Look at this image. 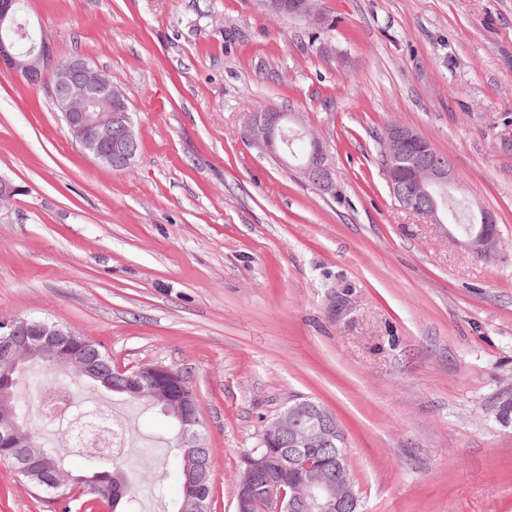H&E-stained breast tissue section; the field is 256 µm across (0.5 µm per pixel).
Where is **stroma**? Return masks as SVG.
Returning a JSON list of instances; mask_svg holds the SVG:
<instances>
[{"instance_id":"stroma-1","label":"stroma","mask_w":512,"mask_h":512,"mask_svg":"<svg viewBox=\"0 0 512 512\" xmlns=\"http://www.w3.org/2000/svg\"><path fill=\"white\" fill-rule=\"evenodd\" d=\"M319 21L255 0H28L60 57L126 96L140 150L120 172L83 155L46 87L0 75V316L101 343L119 368L162 363L200 399L212 512H234L244 456L293 401L344 432L360 512H512V0H316ZM294 112L334 167L320 192L249 140L252 112ZM446 155L470 212L497 220L481 258L406 210L382 167L387 125ZM129 429L138 512H175L173 431L157 409L69 371ZM0 462V512H64Z\"/></svg>"}]
</instances>
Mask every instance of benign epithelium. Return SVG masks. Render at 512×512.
Masks as SVG:
<instances>
[{
    "label": "benign epithelium",
    "mask_w": 512,
    "mask_h": 512,
    "mask_svg": "<svg viewBox=\"0 0 512 512\" xmlns=\"http://www.w3.org/2000/svg\"><path fill=\"white\" fill-rule=\"evenodd\" d=\"M314 0H259L264 13L309 18ZM0 73L31 84H48L72 142L94 160L108 167L129 168L138 152V137L123 93L86 59H57L44 29L36 27L19 0H0ZM292 112L264 109L252 113L250 139L281 159H288V138L307 137L290 123ZM309 138V137H307ZM311 152L298 165L303 177L322 191L333 186V168L323 143L309 138ZM384 174L394 198L405 208L441 223L444 202L431 193L437 186L451 188L457 177L448 158L412 130L401 125L387 128L384 137ZM459 244L479 256L492 255L499 244L497 222L489 211H480V223L463 235ZM34 361H48L55 368L74 372L103 389H113L112 356L101 353L97 342L69 328L47 322L0 318V374L21 372ZM173 368L153 363L122 375L129 391L173 416L179 425V447L189 458L183 471L189 494L180 512H206L205 497L196 493L208 487L210 462L200 428L199 397L189 386L171 388ZM29 423L19 418L10 394L0 391V446L11 449L13 466L36 483L61 488L71 480L54 470L51 461L36 458L26 436ZM341 429L334 415L309 399L290 404L265 429L264 455L248 453L236 483L235 512H246L252 494L264 495L269 512H359L344 449L338 447ZM309 449L336 451V465L307 466L299 472L297 487H288V453Z\"/></svg>",
    "instance_id": "benign-epithelium-1"
}]
</instances>
